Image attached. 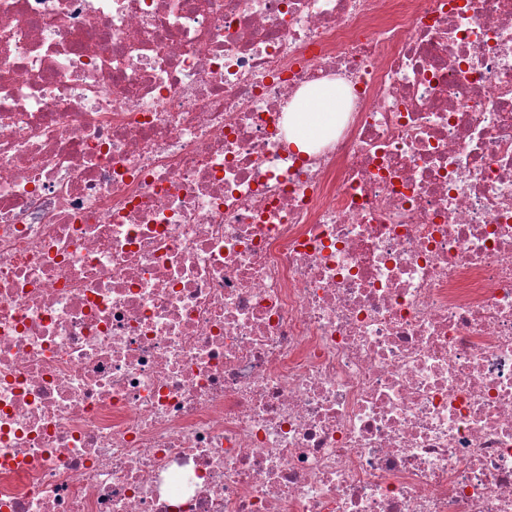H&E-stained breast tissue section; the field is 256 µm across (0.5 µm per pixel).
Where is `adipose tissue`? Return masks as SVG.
Here are the masks:
<instances>
[{"instance_id": "adipose-tissue-1", "label": "adipose tissue", "mask_w": 512, "mask_h": 512, "mask_svg": "<svg viewBox=\"0 0 512 512\" xmlns=\"http://www.w3.org/2000/svg\"><path fill=\"white\" fill-rule=\"evenodd\" d=\"M345 89L343 82H327L304 90L301 98L289 104L288 142L292 147L311 152L335 129Z\"/></svg>"}]
</instances>
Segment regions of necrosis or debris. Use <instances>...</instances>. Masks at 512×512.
<instances>
[{"instance_id":"necrosis-or-debris-1","label":"necrosis or debris","mask_w":512,"mask_h":512,"mask_svg":"<svg viewBox=\"0 0 512 512\" xmlns=\"http://www.w3.org/2000/svg\"><path fill=\"white\" fill-rule=\"evenodd\" d=\"M0 512H512V0H0ZM347 86L341 81L326 82L305 89L302 98L288 105V143L297 151L311 152L320 138L336 127Z\"/></svg>"}]
</instances>
